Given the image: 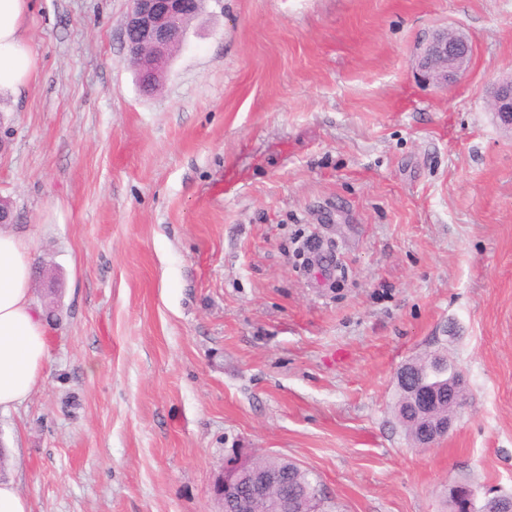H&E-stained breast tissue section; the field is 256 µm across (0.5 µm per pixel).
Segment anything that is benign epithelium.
<instances>
[{
  "instance_id": "obj_1",
  "label": "benign epithelium",
  "mask_w": 512,
  "mask_h": 512,
  "mask_svg": "<svg viewBox=\"0 0 512 512\" xmlns=\"http://www.w3.org/2000/svg\"><path fill=\"white\" fill-rule=\"evenodd\" d=\"M198 8V0H131L124 38L135 50L133 68L143 87L149 88L157 71L165 64L169 47L180 42L184 21ZM472 45L451 27L435 30L417 46L413 56L416 70L428 81L442 87L456 82L470 68ZM490 110L512 128V70L498 77L489 89ZM407 396V408L424 421L417 428L418 448H431L448 434L458 411L463 374L448 388L429 387L421 380L417 365L410 361L396 375ZM213 492L220 512H251L256 500L273 501L279 512H288V483L282 473L247 469L244 461L230 457L218 474ZM485 512H512V498L486 497Z\"/></svg>"
}]
</instances>
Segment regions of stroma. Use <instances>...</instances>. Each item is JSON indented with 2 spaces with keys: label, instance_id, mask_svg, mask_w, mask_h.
I'll return each instance as SVG.
<instances>
[{
  "label": "stroma",
  "instance_id": "stroma-1",
  "mask_svg": "<svg viewBox=\"0 0 512 512\" xmlns=\"http://www.w3.org/2000/svg\"><path fill=\"white\" fill-rule=\"evenodd\" d=\"M129 8L34 0L36 78L0 112L50 355L0 413V479L31 512H218L235 452L341 512L512 495V131L486 106L512 0H205L150 94ZM448 26L474 57L445 88L411 59ZM439 347L469 402L419 449L396 372Z\"/></svg>",
  "mask_w": 512,
  "mask_h": 512
}]
</instances>
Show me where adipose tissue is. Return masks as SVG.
<instances>
[{
    "label": "adipose tissue",
    "instance_id": "obj_1",
    "mask_svg": "<svg viewBox=\"0 0 512 512\" xmlns=\"http://www.w3.org/2000/svg\"><path fill=\"white\" fill-rule=\"evenodd\" d=\"M32 0H0V101L35 78L27 20ZM33 242L0 227V412L25 401L48 362L46 325L32 301Z\"/></svg>",
    "mask_w": 512,
    "mask_h": 512
}]
</instances>
